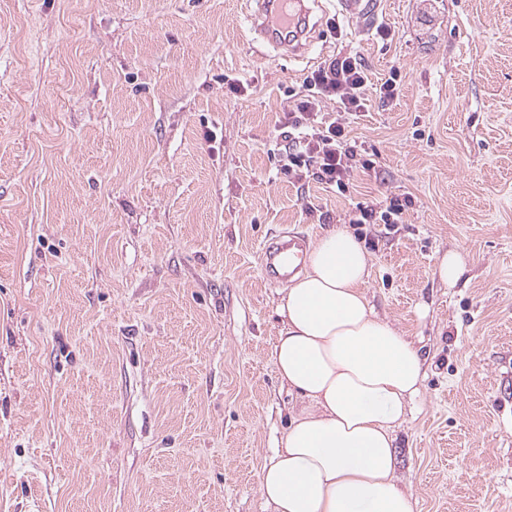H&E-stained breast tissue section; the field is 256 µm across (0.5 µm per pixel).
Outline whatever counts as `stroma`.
<instances>
[{"label":"stroma","instance_id":"1","mask_svg":"<svg viewBox=\"0 0 512 512\" xmlns=\"http://www.w3.org/2000/svg\"><path fill=\"white\" fill-rule=\"evenodd\" d=\"M246 3L0 0V512H267L297 398L259 254L337 226L425 359L395 431L417 512H512V0H381L360 35L330 2L306 56L263 59ZM349 52L402 83L342 196L279 159L290 94ZM412 204L410 196L388 197L371 205L357 204L355 211L349 218V224H384L389 229L392 224H401L403 214ZM465 271V265L459 254L447 252L437 265V274L443 283L453 286Z\"/></svg>","mask_w":512,"mask_h":512}]
</instances>
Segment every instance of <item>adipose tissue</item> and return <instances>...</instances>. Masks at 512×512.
<instances>
[{
	"mask_svg": "<svg viewBox=\"0 0 512 512\" xmlns=\"http://www.w3.org/2000/svg\"><path fill=\"white\" fill-rule=\"evenodd\" d=\"M369 275L366 249L338 226L283 290L272 355L298 404L260 472L270 512H415L396 477L395 429L420 393L424 360L375 315Z\"/></svg>",
	"mask_w": 512,
	"mask_h": 512,
	"instance_id": "ef3b65f1",
	"label": "adipose tissue"
}]
</instances>
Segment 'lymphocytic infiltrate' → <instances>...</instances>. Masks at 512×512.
Returning a JSON list of instances; mask_svg holds the SVG:
<instances>
[{
    "instance_id": "1",
    "label": "lymphocytic infiltrate",
    "mask_w": 512,
    "mask_h": 512,
    "mask_svg": "<svg viewBox=\"0 0 512 512\" xmlns=\"http://www.w3.org/2000/svg\"><path fill=\"white\" fill-rule=\"evenodd\" d=\"M401 82L400 71L394 69L384 82L372 85L363 64L350 53L336 55L318 66L304 79L305 92L294 99L288 114L283 134L287 145L280 156L283 173L298 183L316 180L340 195L348 192L354 170L374 173V161L359 155L350 135V120L368 109L372 100L383 103L396 98ZM327 98L335 100V114L322 112L321 103ZM411 203L407 196L360 204L350 221L388 227L401 223Z\"/></svg>"
}]
</instances>
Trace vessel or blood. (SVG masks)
<instances>
[{
    "label": "vessel or blood",
    "mask_w": 512,
    "mask_h": 512,
    "mask_svg": "<svg viewBox=\"0 0 512 512\" xmlns=\"http://www.w3.org/2000/svg\"><path fill=\"white\" fill-rule=\"evenodd\" d=\"M249 17L254 39L274 46L281 55L292 57L306 54L310 35L311 9L306 0H254ZM377 0H336L339 13L359 21L373 17ZM307 238L298 232L262 247L260 262L268 281L286 283L300 270L304 261Z\"/></svg>",
    "instance_id": "vessel-or-blood-1"
}]
</instances>
